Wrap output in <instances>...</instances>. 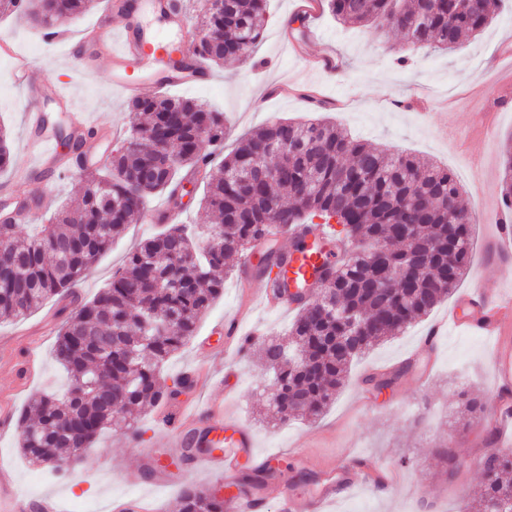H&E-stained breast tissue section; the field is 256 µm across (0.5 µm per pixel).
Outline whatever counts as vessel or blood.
Listing matches in <instances>:
<instances>
[{"mask_svg":"<svg viewBox=\"0 0 512 512\" xmlns=\"http://www.w3.org/2000/svg\"><path fill=\"white\" fill-rule=\"evenodd\" d=\"M127 0H111L106 14L87 29L79 39L53 32V40L61 44L66 57L74 59L78 71L93 72L98 62H108L112 68V85L126 95L137 94L142 81L132 80L129 68L133 60L143 58L147 49L158 41L157 32L142 23L125 21L120 32H113L112 20L124 18ZM32 63L15 55L12 65L16 86L29 94L52 98L64 109H72L74 96L67 85H34L31 81ZM211 79L209 71L198 64L166 74L164 83L170 87L200 85ZM30 136L27 151L37 163H44L57 153V138L46 125L40 113L25 115ZM322 247L309 242L307 234L297 233L284 250L287 259L286 278L281 283H264L255 301L272 310L291 311L301 302L311 298L321 284L324 272L334 258L327 247L331 235L321 232ZM486 251L489 259L503 260L512 257V225L501 213H494L488 228ZM243 313L226 316L223 323L225 347L245 344ZM455 328L473 336L485 337L490 343L492 386L497 395L487 429L495 447L512 445V290L502 284H479L466 294L449 313L446 321L433 325L422 337L419 351L427 354L444 336L447 328ZM161 430L157 444L164 448H199L193 460L196 473L224 474V512H265L263 492L241 493L236 488L239 467L255 457L265 462L276 461V454L259 455L255 436L250 427L213 408L190 407L188 401H177L175 407L166 409L160 416ZM348 461L331 463L329 480L312 493L287 492V480H280L281 512H327L330 505L339 501L354 483H362L375 492L389 495L395 487L392 470L375 460L362 459L357 477H350ZM27 503L20 497L12 470L0 467V512H26Z\"/></svg>","mask_w":512,"mask_h":512,"instance_id":"obj_1","label":"vessel or blood"}]
</instances>
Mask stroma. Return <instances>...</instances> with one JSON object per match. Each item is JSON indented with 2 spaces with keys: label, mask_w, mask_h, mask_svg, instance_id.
Wrapping results in <instances>:
<instances>
[{
  "label": "stroma",
  "mask_w": 512,
  "mask_h": 512,
  "mask_svg": "<svg viewBox=\"0 0 512 512\" xmlns=\"http://www.w3.org/2000/svg\"><path fill=\"white\" fill-rule=\"evenodd\" d=\"M295 6V0H270L266 30L253 54L212 67L208 84L182 90L223 113L225 150L272 119L313 116L315 108L304 98L271 95V87L288 80L304 90L328 89L340 105L324 110V117L353 137L381 150H405L447 166L463 186L464 205L475 206L481 193L488 207L500 206L504 149L512 142V97L501 99L495 112L490 104L492 92L512 87V0H505L488 27L450 53L403 45L393 32L379 38L324 13L316 23V36L305 38L297 54L279 37ZM0 34L9 36L16 51L34 62L36 82L69 84L92 128L125 131L129 99L113 88L107 63H99L93 77L81 76L62 57L60 47L47 40L46 28L19 12L0 15ZM325 48L335 53L339 69L329 74L310 70L308 58ZM10 72V60L0 57V125L11 135L14 168L32 169L34 175L19 180L12 170L0 171V204L34 195L75 198L81 188L76 171L46 176L24 150V108L54 115L56 104L48 99L22 101ZM481 86L489 88V95H476ZM158 229L144 218L128 225L111 250L86 271L77 292L86 299L94 297L121 268L126 254ZM475 234L470 270L453 296L355 361L321 416L285 425L261 414L269 385L267 367L258 354L225 355L210 335L246 291L263 286L259 278H247L241 271L225 279L223 293L199 321L196 339L165 363L162 377L173 383L196 370L199 356L210 355L206 372L185 396L198 405L222 404L252 428L259 452H279L276 476L264 488L269 512H278L279 479H287L298 493L317 489L323 478L321 465L350 459L355 452L393 469L399 487L390 499L370 492L345 495L334 512H462L480 486L481 470L473 460L487 449L463 412V398L475 397L487 406L495 398L487 367L489 342L451 329L431 359L415 360L414 350L427 328L447 316L456 296L472 287L475 276L495 283L512 275V265L485 263L483 228H476ZM63 306V301L52 298L23 318L0 322V405H12L14 415H21L41 392L60 394L66 388V373L53 356ZM30 348L35 351L37 375L28 384L24 376ZM228 374L239 378L229 395L215 383ZM370 376L390 378L392 384L371 393L370 404L363 405L356 386ZM159 413L155 407L139 417L135 439L122 425L106 430L63 477L46 476L22 456L16 427L0 438V464L13 469L21 494L30 501L56 495L81 512H112L114 500L144 497L152 500L155 512H179V496L191 481V466L184 449L154 448ZM446 448L453 449L457 460V474L450 481L441 474V452ZM157 465L165 467L168 484L153 482Z\"/></svg>",
  "instance_id": "stroma-1"
}]
</instances>
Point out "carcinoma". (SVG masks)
<instances>
[{"instance_id": "obj_1", "label": "carcinoma", "mask_w": 512, "mask_h": 512, "mask_svg": "<svg viewBox=\"0 0 512 512\" xmlns=\"http://www.w3.org/2000/svg\"><path fill=\"white\" fill-rule=\"evenodd\" d=\"M99 0H0V13L19 7L45 27L61 16L78 17ZM497 0H325L341 23L396 30L406 42L441 50L487 26ZM268 0H224L204 9L207 39L195 45L202 62L219 65L250 55L263 36ZM127 145L110 152L100 168L81 169L83 191L55 222L32 235L14 221L0 224V319L28 315L46 299L69 300L54 357L69 385L62 397L44 393L31 402L19 448L36 465L77 459L124 412L174 401L191 387H169L161 368L189 343L197 325L233 274L231 261L268 239L275 224L287 230L337 220L338 235L354 245L344 262L324 273L318 298L298 308L288 343L261 347L276 389L268 418L280 424L317 417L335 399L352 362L374 345L427 315L458 283L473 254L470 210L448 168L416 156L387 153L354 140L339 126L311 118L275 120L239 137L212 171L224 143V114L192 98L162 92L129 105ZM71 152L78 142L65 120L51 122ZM206 131L199 140L196 132ZM272 141H286L280 153ZM12 167L10 133L0 127V170ZM203 186L201 205L214 224H166L136 247L112 280L90 300L74 291L85 270L137 221L147 201L162 196L181 205L184 183ZM512 208V148L506 151L500 189ZM285 259L268 248L266 279L279 278ZM341 303L360 319L356 346L329 306ZM512 512V452L490 455L482 468L479 498ZM180 512H224V498L188 485Z\"/></svg>"}]
</instances>
